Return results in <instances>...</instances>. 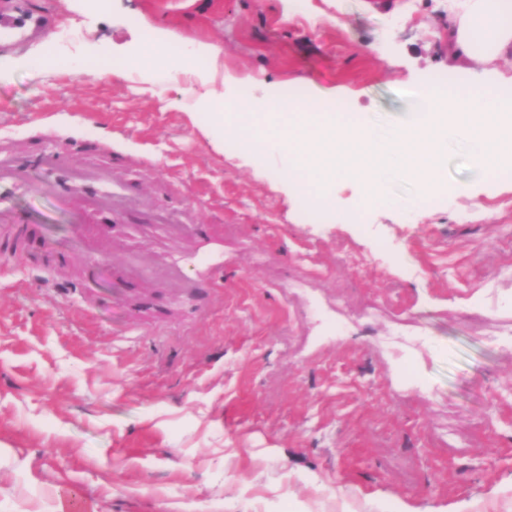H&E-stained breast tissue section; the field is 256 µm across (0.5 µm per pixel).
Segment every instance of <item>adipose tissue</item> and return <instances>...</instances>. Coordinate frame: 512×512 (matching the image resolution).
<instances>
[{
    "instance_id": "adipose-tissue-1",
    "label": "adipose tissue",
    "mask_w": 512,
    "mask_h": 512,
    "mask_svg": "<svg viewBox=\"0 0 512 512\" xmlns=\"http://www.w3.org/2000/svg\"><path fill=\"white\" fill-rule=\"evenodd\" d=\"M448 53L488 63L512 57V0H451Z\"/></svg>"
}]
</instances>
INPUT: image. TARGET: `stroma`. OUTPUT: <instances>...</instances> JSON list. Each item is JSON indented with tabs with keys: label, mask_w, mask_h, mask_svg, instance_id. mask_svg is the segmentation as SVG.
I'll use <instances>...</instances> for the list:
<instances>
[{
	"label": "stroma",
	"mask_w": 512,
	"mask_h": 512,
	"mask_svg": "<svg viewBox=\"0 0 512 512\" xmlns=\"http://www.w3.org/2000/svg\"><path fill=\"white\" fill-rule=\"evenodd\" d=\"M38 30L0 43V150L27 187L0 210L34 252H0V512H512V176L481 181L448 144L456 196L410 174L324 216L276 144L205 133L193 82L146 80L130 54L153 25L214 44L228 93L338 99L345 121L414 119L448 76L446 0H7ZM77 41L62 39L64 30ZM96 42L114 75L75 77ZM117 159L135 211L119 255L71 269L75 216L30 151ZM195 228L214 287L178 295L121 275L150 258L139 227Z\"/></svg>",
	"instance_id": "stroma-1"
}]
</instances>
